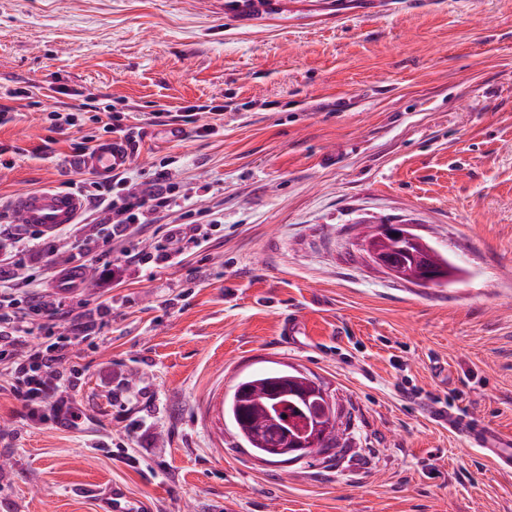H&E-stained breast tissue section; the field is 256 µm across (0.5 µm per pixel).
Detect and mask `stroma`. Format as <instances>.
I'll use <instances>...</instances> for the list:
<instances>
[{
    "label": "stroma",
    "mask_w": 512,
    "mask_h": 512,
    "mask_svg": "<svg viewBox=\"0 0 512 512\" xmlns=\"http://www.w3.org/2000/svg\"><path fill=\"white\" fill-rule=\"evenodd\" d=\"M28 88L0 127V200L93 181L70 166L74 143L107 138L80 108L93 97L143 130L135 191L164 169L194 200L140 249L211 230L106 292L57 284L90 256L121 261L104 211L0 266L93 317L63 361L76 426L0 391V512H95L86 491L109 484L150 512H512V474L425 412L512 435V0L342 20L287 0L256 26L224 0H0V94ZM162 105L223 112L199 115L217 126L201 136L151 124ZM72 107L69 130L45 119ZM398 223L459 276L425 288L368 263L359 226ZM275 370L325 388L334 449L269 463L238 437L225 397ZM197 225L199 226L195 230V236H191L184 244H182L184 237L178 241L176 239V243L172 244L176 245L173 248L162 246L161 250L163 251V253L161 255H157L156 259L162 260L166 263H171L182 255L184 249L187 248L186 244L192 243L194 244L193 247H200L204 242H207L209 240L206 227L207 224Z\"/></svg>",
    "instance_id": "stroma-1"
}]
</instances>
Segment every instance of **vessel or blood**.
<instances>
[{"instance_id": "obj_1", "label": "vessel or blood", "mask_w": 512, "mask_h": 512, "mask_svg": "<svg viewBox=\"0 0 512 512\" xmlns=\"http://www.w3.org/2000/svg\"><path fill=\"white\" fill-rule=\"evenodd\" d=\"M283 8V0H224V11L242 23L276 19ZM127 156L119 142L107 140L99 143L93 152L77 156L74 167L88 170L99 177H110L122 168ZM83 197L63 190H40L18 194L12 209L22 223L52 232L77 223L84 211ZM435 419L449 430L482 451L496 468L512 472V439L492 430L483 420L443 407L433 408ZM96 512H135L130 498L117 486L93 490Z\"/></svg>"}]
</instances>
